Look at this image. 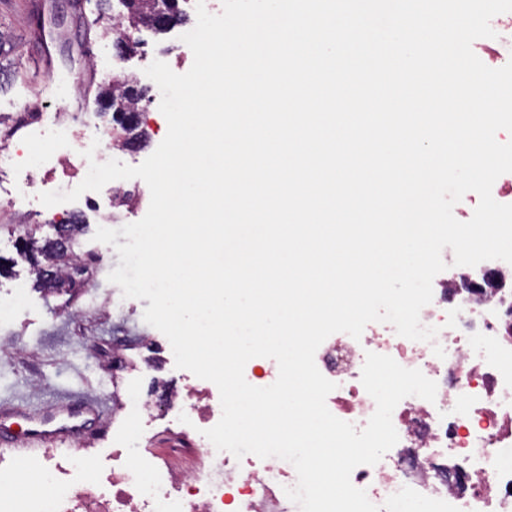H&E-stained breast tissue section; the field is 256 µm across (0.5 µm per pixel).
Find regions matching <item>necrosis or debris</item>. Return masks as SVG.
<instances>
[{
    "label": "necrosis or debris",
    "instance_id": "4bbe7bcc",
    "mask_svg": "<svg viewBox=\"0 0 512 512\" xmlns=\"http://www.w3.org/2000/svg\"><path fill=\"white\" fill-rule=\"evenodd\" d=\"M491 27L494 37L474 42L489 65L512 53V12L494 16ZM111 142L102 125L37 121L28 143L0 148V166L29 176L68 165L71 178L55 185L68 191L83 181L90 161H105ZM88 149L93 159L85 158ZM442 259L446 268L420 312L422 325L438 330L434 341L404 338L386 322L367 324L357 339L332 334L315 354L335 384L326 405L338 419L366 425L376 408L361 383L367 353L420 370L437 384L435 401H400L392 413L398 443L377 464L356 467L352 484L378 506L408 486L460 512H512V264L458 266L448 248ZM162 402L172 446L161 454L131 447L126 427L103 448L80 436L64 450L1 453L0 512H300L285 494L297 482L291 463L238 459L205 437L222 415L215 384L193 378L167 388Z\"/></svg>",
    "mask_w": 512,
    "mask_h": 512
}]
</instances>
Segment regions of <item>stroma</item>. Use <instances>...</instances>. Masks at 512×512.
Wrapping results in <instances>:
<instances>
[{
  "mask_svg": "<svg viewBox=\"0 0 512 512\" xmlns=\"http://www.w3.org/2000/svg\"><path fill=\"white\" fill-rule=\"evenodd\" d=\"M120 9L118 0L106 7L100 0H0V53L12 62L0 72V146L16 142L18 107L27 101L49 118L61 112L81 122L90 115L101 125H109V116L102 114L96 100L101 79L90 73L96 57H103L112 70L131 76L140 72L147 59L163 53L176 56L171 34L147 28L138 33L142 45L137 52L117 54L111 38L101 37L99 31L103 13ZM38 26L54 35L47 49L52 60L48 69L36 61L39 48L33 30ZM119 187L136 195V205H122L105 191L95 193L90 204L81 198L74 201V209L84 211L88 224L83 248L99 260L81 277L78 288L61 295L36 286V275L25 253L17 250V236L12 232L13 227L28 224L37 238L55 237L59 215L39 204L41 182L26 188L25 199L16 205L0 201V259L7 264L6 272L0 274V298L9 297L19 287L25 290L24 299L0 316V343L8 345L7 350H0V404L36 414L58 404L62 390L70 388L99 401L104 425L120 419L112 374L101 369L91 345L152 336L156 330L143 320L148 300H132L130 311L108 315L97 308L99 302L121 292L109 282L104 267L105 262H118V254L94 239L99 224L109 222L119 228L138 221V209L150 204V190L143 180H123ZM139 357L141 376L136 386L143 397L178 384L169 348L143 350Z\"/></svg>",
  "mask_w": 512,
  "mask_h": 512,
  "instance_id": "1",
  "label": "stroma"
}]
</instances>
